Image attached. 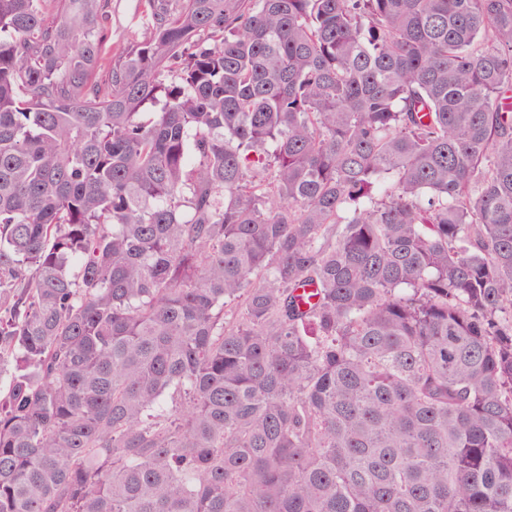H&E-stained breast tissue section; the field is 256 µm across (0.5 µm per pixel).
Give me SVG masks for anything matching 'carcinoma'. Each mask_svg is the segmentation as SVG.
<instances>
[{
    "instance_id": "obj_1",
    "label": "carcinoma",
    "mask_w": 512,
    "mask_h": 512,
    "mask_svg": "<svg viewBox=\"0 0 512 512\" xmlns=\"http://www.w3.org/2000/svg\"><path fill=\"white\" fill-rule=\"evenodd\" d=\"M0 0V512H512V0ZM137 4V0H112V20L102 29L107 45L117 42L121 36L131 37L141 31L134 24Z\"/></svg>"
}]
</instances>
